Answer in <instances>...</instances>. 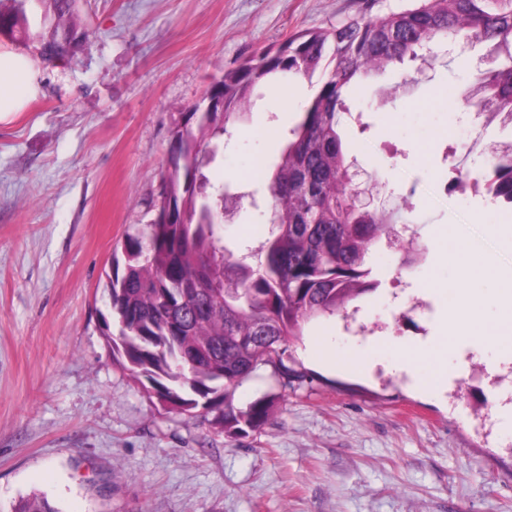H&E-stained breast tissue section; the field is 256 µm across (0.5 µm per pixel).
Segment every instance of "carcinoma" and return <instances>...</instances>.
<instances>
[{
    "instance_id": "1",
    "label": "carcinoma",
    "mask_w": 512,
    "mask_h": 512,
    "mask_svg": "<svg viewBox=\"0 0 512 512\" xmlns=\"http://www.w3.org/2000/svg\"><path fill=\"white\" fill-rule=\"evenodd\" d=\"M0 11V36L33 43L44 62L65 60L87 36L75 23L78 0H13ZM466 30L505 59L478 69L481 96L462 104L512 125V0H421L384 15H361L319 31L303 32L276 50L267 49L211 86L222 103L212 112L187 113L177 132L183 166L199 172L201 186L172 188L178 224L153 220L126 238L113 256L107 296L112 358L168 409H207L227 436L256 433L267 423L271 401L234 404L237 389L258 367L300 377L285 364L290 338L313 319L334 316L376 288L366 268L369 251L389 234L401 210L347 206L345 177L353 162L339 134L344 97L360 80ZM322 72L319 92L303 120L289 129L285 147L244 193L265 202L269 229L257 246L237 253L224 244V196L208 193L203 155L217 147L229 126L249 109L255 90L279 75ZM493 200L512 208V151L496 152L484 171H457ZM13 512H61L46 496L18 501Z\"/></svg>"
}]
</instances>
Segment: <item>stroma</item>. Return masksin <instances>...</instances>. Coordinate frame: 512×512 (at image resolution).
Listing matches in <instances>:
<instances>
[{
    "instance_id": "35a3bbf8",
    "label": "stroma",
    "mask_w": 512,
    "mask_h": 512,
    "mask_svg": "<svg viewBox=\"0 0 512 512\" xmlns=\"http://www.w3.org/2000/svg\"><path fill=\"white\" fill-rule=\"evenodd\" d=\"M411 3L80 0L89 37L65 66H40L38 97L0 122V512L34 493L63 512H512V339L453 340L439 294L459 280V242L512 274V245L491 232L512 210L452 186L472 119L461 94L488 43L347 94L343 148L409 229L371 250L374 292L289 344L301 379L263 366L238 388L236 406L274 400L260 433L167 410L113 362L101 325L112 256L152 220L173 130L212 81L298 33ZM320 85L265 86L210 179L268 163ZM409 248L419 260L405 268ZM323 331L339 355L381 336L398 347L363 372L334 368L307 353ZM434 338L448 377L418 391L399 365Z\"/></svg>"
}]
</instances>
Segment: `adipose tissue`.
Masks as SVG:
<instances>
[{
	"instance_id": "1",
	"label": "adipose tissue",
	"mask_w": 512,
	"mask_h": 512,
	"mask_svg": "<svg viewBox=\"0 0 512 512\" xmlns=\"http://www.w3.org/2000/svg\"><path fill=\"white\" fill-rule=\"evenodd\" d=\"M39 71L30 58L12 50H0V121L14 113L24 111L38 93ZM459 271L474 294H481L494 286L512 297V280L501 282L498 274L486 265L469 260L464 245H457ZM443 298L455 323L458 337L481 336L490 340L498 339L503 329H512V301L501 309L498 324H485L479 309L469 304L461 295L460 289L446 290Z\"/></svg>"
}]
</instances>
